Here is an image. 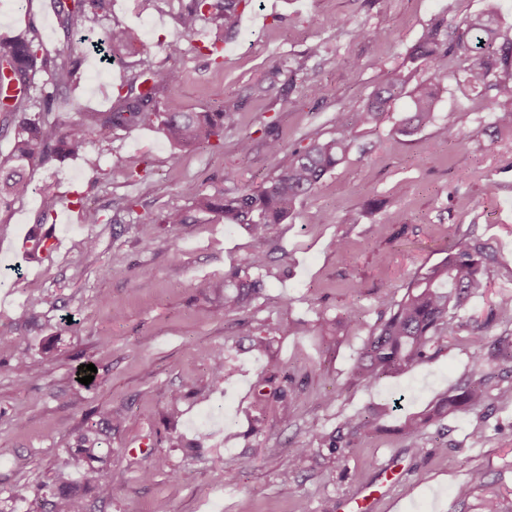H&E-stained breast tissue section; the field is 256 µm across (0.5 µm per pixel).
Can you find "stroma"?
Instances as JSON below:
<instances>
[{
  "instance_id": "35a3bbf8",
  "label": "stroma",
  "mask_w": 512,
  "mask_h": 512,
  "mask_svg": "<svg viewBox=\"0 0 512 512\" xmlns=\"http://www.w3.org/2000/svg\"><path fill=\"white\" fill-rule=\"evenodd\" d=\"M55 3L0 0V34L30 22L53 49L67 35ZM490 5L512 31V0H252L222 33L219 65L195 51L217 32L211 21L190 35L177 25L182 0L149 8L112 0L109 13L86 23L87 41L100 40L118 21L151 50L109 68L84 55V80L74 99L57 104L60 120L85 107L109 109L119 77L144 70L158 76L175 66L183 81L170 104L192 112L226 108L224 144L177 154L155 129L115 130L84 155L35 168L32 192L0 209V280L10 285L0 292V333L11 338L0 344L1 501L15 484L35 489L59 470L81 478L69 450L86 414L122 406L125 418L112 432V498L93 504V512H296L300 500L308 512H321L325 499L359 502L367 495L371 512H483L489 490L512 503V397L502 393L507 382L497 358L487 366L491 398L478 410L450 414L444 426L417 437L388 431L354 441L334 458L294 457L298 445L315 446V434L369 404L400 396L416 409L453 391L468 374L473 329L491 342L512 336V324L490 317L500 294H512V134L489 135L481 100L454 80L457 56L448 58L434 125L402 134L412 101L399 98L380 125L354 132L345 161L266 240L195 212L180 191L186 183L210 193L261 185L295 149L334 137L335 114L360 108L401 69L426 28L453 30ZM362 28L377 37L359 36ZM170 42L182 44L180 57L164 52ZM444 123L455 131L445 141L435 136ZM271 135L282 147L275 158L265 146ZM244 137L252 140L246 155L237 150ZM145 159L148 176L128 179L127 170ZM46 185L57 197L64 248L29 263L13 247L35 224ZM81 196L105 223L82 224L70 209ZM372 199L383 207L364 215ZM172 209L190 215L187 229L157 224L140 231L145 217ZM352 212L358 223L347 222ZM89 238L96 242L91 250ZM473 240L490 257L488 286L449 311L447 349L380 384L350 383L348 368L383 305L401 297L420 268ZM258 251L269 255L260 270L250 265ZM234 271L263 277L265 293L241 312L214 315L217 294L201 295L197 284L223 288ZM352 308L360 325L332 351L313 332L275 337L266 354L248 348L249 337L266 330ZM68 315L77 331L65 329ZM219 350L237 371L215 389L202 354ZM271 357L299 396L288 421L270 414L258 423L249 410L251 385ZM84 362L97 369L94 385L75 376ZM174 394L175 418L168 414ZM287 470L293 479L285 485ZM463 484L472 492L456 498Z\"/></svg>"
}]
</instances>
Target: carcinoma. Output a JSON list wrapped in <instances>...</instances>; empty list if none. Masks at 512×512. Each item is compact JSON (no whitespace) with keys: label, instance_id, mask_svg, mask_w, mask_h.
<instances>
[{"label":"carcinoma","instance_id":"obj_1","mask_svg":"<svg viewBox=\"0 0 512 512\" xmlns=\"http://www.w3.org/2000/svg\"><path fill=\"white\" fill-rule=\"evenodd\" d=\"M249 0H187L176 16L187 33L196 30L199 21L209 19L230 24L237 21L239 11ZM112 0H64L59 11L66 30L81 26L92 15L111 11ZM147 45L120 23L110 28L106 38V60L113 62L130 53H145ZM461 57L463 66L455 76L462 86L482 93L484 108L492 114V128L512 132V110L498 109L499 100H512V38L502 32L501 22L493 10L465 19L445 39L439 26L426 30L420 42L410 51L406 65L410 70L426 66L435 76H448V54ZM79 57L69 38L56 44L52 51L44 49L33 24L15 35L0 39V77L28 88V93L0 102V132L12 133V148L0 158V207L26 197L30 181L26 173L49 161L53 156H78L94 136H105L115 129H157L170 144L191 150L199 145L213 147L224 139L227 112H180L161 106V99L174 93L182 83L183 73L177 67L166 70L149 87L135 79H120L112 93L113 102L106 111L85 110L70 122L55 116V102L60 95L77 86ZM406 80L395 76L378 88L366 105L357 112H338L334 117L336 137L315 142L293 154L290 163L278 174L255 188H244L233 194H208L188 183L181 191L192 197L197 211L213 215L226 224L244 225L252 237L262 240L272 226L283 223L298 200L313 191L325 175L332 172L350 152L352 132L378 124L392 104L405 94ZM493 95H488V92ZM433 90L416 91L413 110L401 119V130L413 134L434 121L436 97ZM189 217L179 210L140 224L143 232L152 224H187ZM487 255L484 246L466 243L440 261L421 268L406 285L401 299L388 311L380 312L377 321L353 358L348 377L353 383L376 385L383 379L403 373L431 360L444 347L443 331L448 323V310L462 307L474 294L486 287ZM264 282L260 278L243 279L237 274L224 276L222 311H240L262 296ZM359 323L355 310L341 318L323 319L311 326L294 321L278 327L272 335H299L316 330L328 346L339 343L344 330ZM486 336L478 331L471 335L475 350L470 354L467 378L450 394L439 396L423 410L404 416L400 431L419 435L427 427L442 422L449 413L480 407L487 400V357L483 353ZM211 385L219 387L231 373L222 352L204 355ZM280 365L275 359L256 375L253 383V410L264 415L271 409L280 420L290 417L295 390L288 388V378H279ZM398 404H371L345 419L336 429L319 437L321 447L336 456L354 439L369 437L384 430V421ZM122 410L105 408L97 412V420L77 436L69 453L85 467V484L73 481L64 471L58 472L45 487L39 509L35 512H89L88 493L104 503L112 497V484L106 466L112 453L109 438L112 428L121 423Z\"/></svg>","mask_w":512,"mask_h":512}]
</instances>
